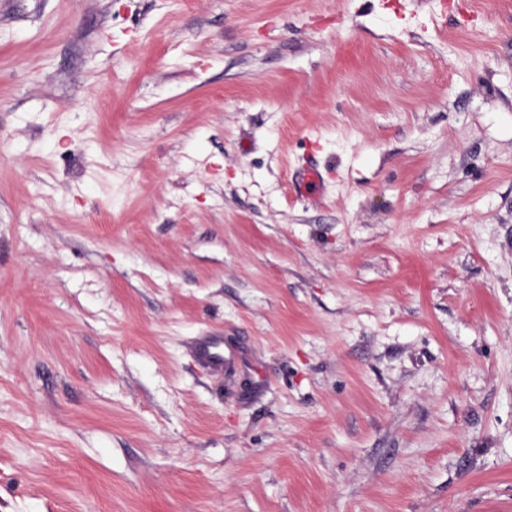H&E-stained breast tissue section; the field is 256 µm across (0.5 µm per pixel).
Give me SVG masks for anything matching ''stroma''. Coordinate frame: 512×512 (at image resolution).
I'll return each instance as SVG.
<instances>
[{
	"label": "stroma",
	"mask_w": 512,
	"mask_h": 512,
	"mask_svg": "<svg viewBox=\"0 0 512 512\" xmlns=\"http://www.w3.org/2000/svg\"><path fill=\"white\" fill-rule=\"evenodd\" d=\"M0 512H512V0H0ZM322 184V175L313 165H302L295 172L294 187L296 193L314 195L321 191ZM222 336H202L197 343V355L201 362L213 371H220L224 366L235 363L236 355L232 351L221 350Z\"/></svg>",
	"instance_id": "1"
}]
</instances>
